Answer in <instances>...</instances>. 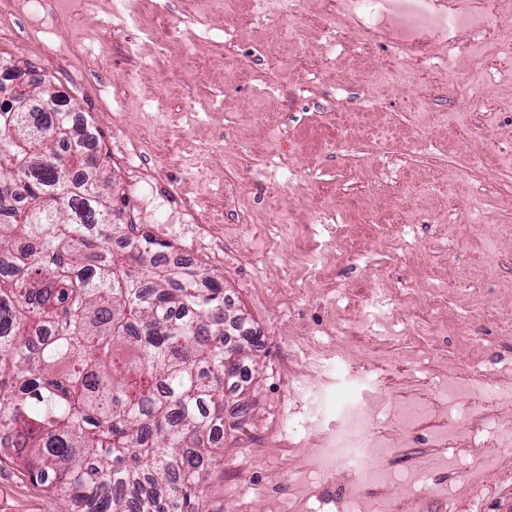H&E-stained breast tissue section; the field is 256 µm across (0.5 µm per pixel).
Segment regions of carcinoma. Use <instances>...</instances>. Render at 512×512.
I'll return each instance as SVG.
<instances>
[{"instance_id": "carcinoma-1", "label": "carcinoma", "mask_w": 512, "mask_h": 512, "mask_svg": "<svg viewBox=\"0 0 512 512\" xmlns=\"http://www.w3.org/2000/svg\"><path fill=\"white\" fill-rule=\"evenodd\" d=\"M0 454L59 512H209L224 403L251 333L224 329L221 281L112 221L91 125L66 109L0 118Z\"/></svg>"}]
</instances>
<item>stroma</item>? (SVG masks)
<instances>
[{"label":"stroma","instance_id":"stroma-1","mask_svg":"<svg viewBox=\"0 0 512 512\" xmlns=\"http://www.w3.org/2000/svg\"><path fill=\"white\" fill-rule=\"evenodd\" d=\"M113 2L53 0L46 23L0 0L25 18L0 57L52 81L100 142L169 171L146 198L116 158L101 175L262 336L247 410L224 412L211 512H512V55L481 57L475 100L448 42L407 52L339 0H299L293 19L286 0ZM371 392L376 500L322 469V433L278 428L332 423L322 399ZM58 509L21 461L0 463V512Z\"/></svg>","mask_w":512,"mask_h":512}]
</instances>
